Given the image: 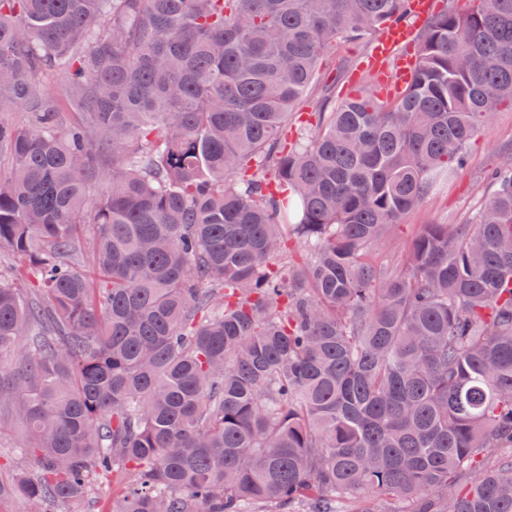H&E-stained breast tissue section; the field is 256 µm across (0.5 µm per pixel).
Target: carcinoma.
Wrapping results in <instances>:
<instances>
[{"instance_id":"1","label":"carcinoma","mask_w":512,"mask_h":512,"mask_svg":"<svg viewBox=\"0 0 512 512\" xmlns=\"http://www.w3.org/2000/svg\"><path fill=\"white\" fill-rule=\"evenodd\" d=\"M430 16L400 95L312 112L408 0H0V354L28 512H512V162L403 215L512 106V0ZM91 257L97 277L83 270ZM475 474L457 491L453 482ZM512 147V107L500 106L468 146L467 164L419 207L405 214L394 233L370 250L379 264H396L406 255L411 239L422 224H470L491 192L489 172L501 161V153ZM123 477H111L96 499L83 502H60L56 504L54 512H112L111 509L117 505Z\"/></svg>"}]
</instances>
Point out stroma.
<instances>
[{"label": "stroma", "mask_w": 512, "mask_h": 512, "mask_svg": "<svg viewBox=\"0 0 512 512\" xmlns=\"http://www.w3.org/2000/svg\"><path fill=\"white\" fill-rule=\"evenodd\" d=\"M371 47L368 39L337 44L333 63L322 72L319 91L305 97L301 111H318L325 99L348 95L351 89L347 87V77L357 70ZM510 148L512 107L501 106L471 140L466 165L452 177L442 180L429 198L405 214L386 242L371 249V260L387 265L400 262L422 225L470 223L491 192L489 172L499 165L502 152Z\"/></svg>", "instance_id": "35a3bbf8"}]
</instances>
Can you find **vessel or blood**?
<instances>
[{"label": "vessel or blood", "mask_w": 512, "mask_h": 512, "mask_svg": "<svg viewBox=\"0 0 512 512\" xmlns=\"http://www.w3.org/2000/svg\"><path fill=\"white\" fill-rule=\"evenodd\" d=\"M412 14L411 22L396 21L373 42L372 53L362 65L363 72L370 78L378 91L387 87V64L396 62V75L399 81H406L413 68L414 61L408 55H396V48L405 45L419 26L436 9L434 0H411L409 4Z\"/></svg>", "instance_id": "vessel-or-blood-1"}]
</instances>
